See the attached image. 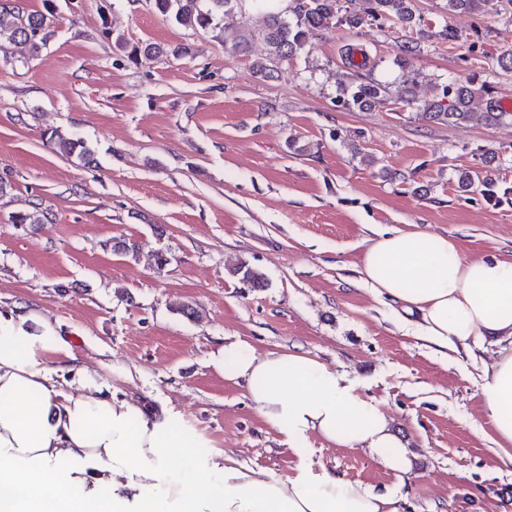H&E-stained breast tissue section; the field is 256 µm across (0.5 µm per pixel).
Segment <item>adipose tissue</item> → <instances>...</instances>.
<instances>
[{"label":"adipose tissue","mask_w":512,"mask_h":512,"mask_svg":"<svg viewBox=\"0 0 512 512\" xmlns=\"http://www.w3.org/2000/svg\"><path fill=\"white\" fill-rule=\"evenodd\" d=\"M358 273L438 350L469 356L497 346L482 371V410L497 453L512 461V261L465 257L454 240L410 227L371 239ZM25 322L0 316V512H90L104 490L110 512H402L396 493L326 470L260 481L228 458L212 464L211 481L172 479L167 451L185 440L137 403L89 394V372L78 373L75 394L20 360L23 344L65 346L49 329L30 335ZM223 362L225 380L245 384L290 448L302 450L314 433L383 469L411 471L389 417L347 374L298 351L260 356L238 341L225 344Z\"/></svg>","instance_id":"adipose-tissue-1"}]
</instances>
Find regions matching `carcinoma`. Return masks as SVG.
<instances>
[{
	"mask_svg": "<svg viewBox=\"0 0 512 512\" xmlns=\"http://www.w3.org/2000/svg\"><path fill=\"white\" fill-rule=\"evenodd\" d=\"M341 0H290L288 14L271 9L272 0H153L154 8L161 15L172 18L179 25L201 33H213L222 29L224 15L235 7H248L261 19L258 34L263 37L269 58L274 62L286 61L311 47L312 39L338 24L358 27L369 19H384L406 31L417 23L414 0H346L347 6H340ZM490 8L496 14L512 19V0H445L444 11L471 13ZM49 18L42 13L29 12L13 0H0V38L25 45L30 52L39 53L43 44V32ZM357 49L347 48V60L355 72L348 74L341 94L339 106L346 110L374 107L384 103L390 95L389 86L371 78H365L359 70L366 67L367 56L362 62L354 61ZM484 71L498 74V71L512 72V52H505L493 59H485ZM482 117L484 124L495 126L505 121L512 122V112L502 110L492 87L485 82L479 91L456 81L437 90L433 99L426 102L419 113L423 119L464 126L474 116ZM50 143L60 154L75 156L85 163L91 162V152L79 140L66 138L54 131ZM478 180L485 188L489 200H498L512 192L498 191L497 182L488 171L477 168L463 173L459 182L469 187Z\"/></svg>",
	"mask_w": 512,
	"mask_h": 512,
	"instance_id": "obj_1",
	"label": "carcinoma"
}]
</instances>
